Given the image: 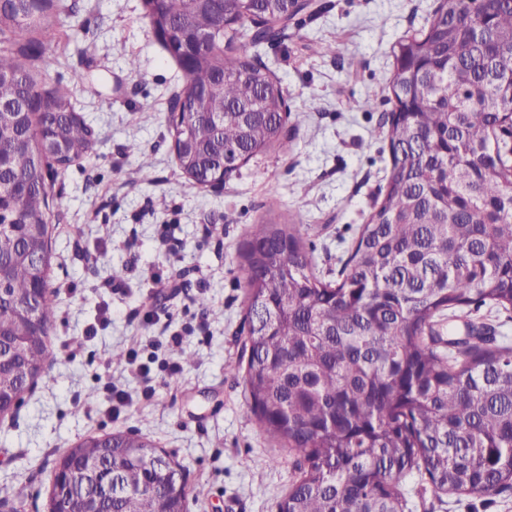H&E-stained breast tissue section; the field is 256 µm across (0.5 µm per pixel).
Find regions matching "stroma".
Listing matches in <instances>:
<instances>
[{"label": "stroma", "instance_id": "obj_1", "mask_svg": "<svg viewBox=\"0 0 512 512\" xmlns=\"http://www.w3.org/2000/svg\"><path fill=\"white\" fill-rule=\"evenodd\" d=\"M320 2L318 16L259 51L288 98L293 152L252 158L220 188L195 184L176 165L168 116L185 75L143 0H77L67 55L46 48L45 86L72 90L96 139L50 197L54 357L0 418V512H47L62 453L86 435L119 431L147 436L180 463L188 512H276L297 472L248 419L235 369L247 339L242 251L253 225L274 213L300 225L318 273L337 277L390 166L382 117L393 108L391 48L424 27L435 0ZM312 41L335 51L310 54ZM367 97L366 112L358 103ZM132 142L139 154L126 153ZM199 295L208 310L195 304ZM184 350L195 362L171 378L166 365ZM131 352L150 367L151 395L126 369ZM107 382L131 396L119 413L105 399ZM404 488L413 512H512V491L441 501L415 474Z\"/></svg>", "mask_w": 512, "mask_h": 512}]
</instances>
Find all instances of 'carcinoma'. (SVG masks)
<instances>
[{"instance_id":"cac0c4a2","label":"carcinoma","mask_w":512,"mask_h":512,"mask_svg":"<svg viewBox=\"0 0 512 512\" xmlns=\"http://www.w3.org/2000/svg\"><path fill=\"white\" fill-rule=\"evenodd\" d=\"M68 0H0V417L47 373L56 320L49 197L90 151L69 87L41 86L66 51ZM162 48L188 70L171 111L178 168L222 181L271 148L293 151L288 105L258 48L312 4L144 0ZM216 29L210 48L180 40ZM385 185L338 277L316 272L296 224L254 226L243 257L250 416L297 461L277 512H408L403 480L441 496L512 491V340L471 313H512V0H436L393 46ZM207 112H222L215 122ZM56 143L52 155L42 142ZM50 512H186L180 467L142 436L85 437L64 454ZM102 462L98 474L81 469Z\"/></svg>"}]
</instances>
